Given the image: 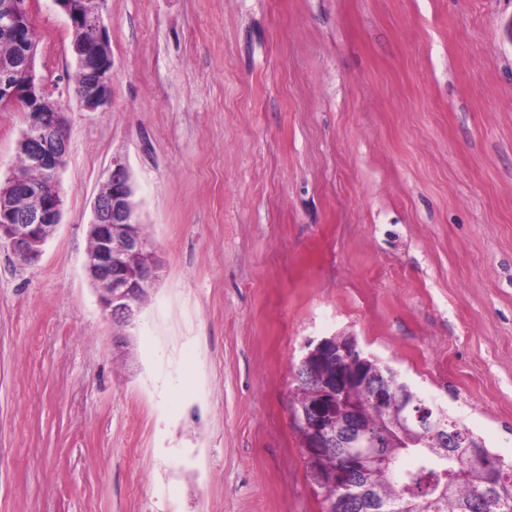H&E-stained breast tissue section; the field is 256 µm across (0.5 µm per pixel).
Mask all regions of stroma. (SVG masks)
Segmentation results:
<instances>
[{
	"instance_id": "35a3bbf8",
	"label": "stroma",
	"mask_w": 512,
	"mask_h": 512,
	"mask_svg": "<svg viewBox=\"0 0 512 512\" xmlns=\"http://www.w3.org/2000/svg\"><path fill=\"white\" fill-rule=\"evenodd\" d=\"M112 102L64 101L63 217L0 250V512H326L294 425L308 340L356 337L512 460V0H106ZM35 67L76 74L35 0ZM25 117L0 112V180ZM125 156L157 278L84 271Z\"/></svg>"
}]
</instances>
